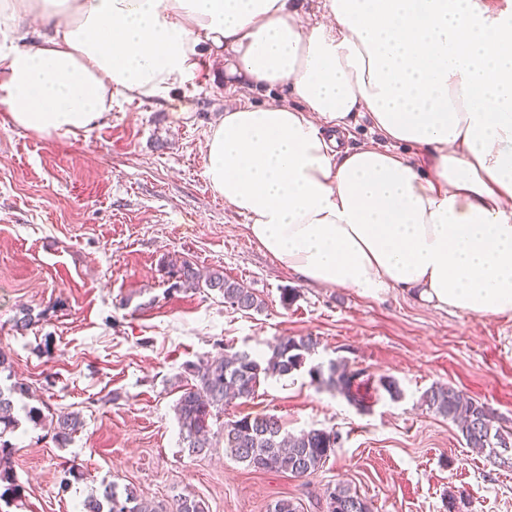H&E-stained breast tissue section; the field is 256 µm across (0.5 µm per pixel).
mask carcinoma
Here are the masks:
<instances>
[{
	"instance_id": "cac0c4a2",
	"label": "carcinoma",
	"mask_w": 512,
	"mask_h": 512,
	"mask_svg": "<svg viewBox=\"0 0 512 512\" xmlns=\"http://www.w3.org/2000/svg\"><path fill=\"white\" fill-rule=\"evenodd\" d=\"M168 276L180 288H208L220 292L224 303L240 311H259L262 304L253 292L224 277L220 270L201 275L188 261L167 264ZM316 339L311 336H280L265 357L247 351L226 353L224 356L197 367L188 364L187 376L180 379L181 395L175 404L182 451L188 456L204 453L212 446L210 419L224 413L230 398L248 399L261 382L282 378L304 367L307 356L314 351ZM311 381L325 385L360 404V389L368 382L360 371L351 370L343 361L328 365H313L308 369ZM375 392L383 391L393 401L404 397L399 382L392 376L381 375L374 380ZM22 386L0 388V500L16 498L22 488L16 483L11 459L13 444L6 435L15 432L18 420L14 415L15 396H24ZM420 405L450 419L459 429L469 448L480 452L498 447L499 442L512 441V430L499 425L494 411L451 385H433L420 396ZM29 421L44 425L53 432V439L64 445L84 426L78 411L44 414L32 407ZM338 434L333 430L309 429L292 433L275 416H239L224 422V452L246 467L259 472L288 473L295 478L314 475L336 453ZM327 512H371L369 502L347 484L337 483L325 497ZM81 512H159L137 489L112 483L99 495L91 494L82 503ZM173 512H206L203 501L191 494L181 495Z\"/></svg>"
}]
</instances>
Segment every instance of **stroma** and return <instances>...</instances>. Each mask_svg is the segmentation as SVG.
Listing matches in <instances>:
<instances>
[{"label": "stroma", "mask_w": 512, "mask_h": 512, "mask_svg": "<svg viewBox=\"0 0 512 512\" xmlns=\"http://www.w3.org/2000/svg\"><path fill=\"white\" fill-rule=\"evenodd\" d=\"M282 95L228 86L217 62L169 98H118L86 133L41 135L0 112V385L26 383L27 406L84 420L64 446L22 421L10 440L23 491L0 500V512H73L109 482L168 505L189 493L208 512H267L282 497L324 512V488L337 481L373 512H448L452 496L463 512H512V469L472 452L451 420L418 404L430 386L449 384L512 429V318L436 310L397 289L366 298L311 285L279 267L208 185L203 143L227 105ZM175 257L223 271L262 310H232L206 288L172 289L166 263ZM25 311L32 325L20 334L14 321ZM281 336L318 340L307 368L227 404L211 431L273 415L293 433L338 432L335 455L295 478L253 471L220 444L184 453L174 406L185 365L226 349L263 356ZM341 358L395 377L404 398L362 408L312 383L309 366ZM73 465L82 477L66 480Z\"/></svg>", "instance_id": "1"}]
</instances>
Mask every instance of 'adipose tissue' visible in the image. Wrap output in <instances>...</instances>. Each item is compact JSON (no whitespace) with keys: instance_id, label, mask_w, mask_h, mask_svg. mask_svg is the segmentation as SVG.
<instances>
[{"instance_id":"1","label":"adipose tissue","mask_w":512,"mask_h":512,"mask_svg":"<svg viewBox=\"0 0 512 512\" xmlns=\"http://www.w3.org/2000/svg\"><path fill=\"white\" fill-rule=\"evenodd\" d=\"M231 84L204 175L280 266L363 297L512 317V11L498 0H0V112L92 130L203 52ZM367 123L375 143L340 136ZM400 144L415 157L397 152Z\"/></svg>"}]
</instances>
